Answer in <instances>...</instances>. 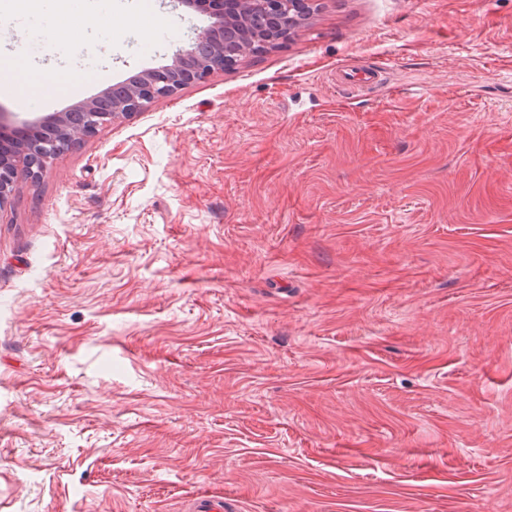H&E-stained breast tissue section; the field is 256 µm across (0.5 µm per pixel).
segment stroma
<instances>
[{
  "mask_svg": "<svg viewBox=\"0 0 512 512\" xmlns=\"http://www.w3.org/2000/svg\"><path fill=\"white\" fill-rule=\"evenodd\" d=\"M0 14L60 112L170 64L172 0ZM132 12L142 42L113 23ZM382 85L358 87L380 65ZM512 512V0H317L0 209V512ZM37 81L41 91L52 96L58 93L62 86V71L57 67H40L36 69Z\"/></svg>",
  "mask_w": 512,
  "mask_h": 512,
  "instance_id": "obj_1",
  "label": "stroma"
}]
</instances>
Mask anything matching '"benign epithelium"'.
<instances>
[{"label": "benign epithelium", "instance_id": "7a95c632", "mask_svg": "<svg viewBox=\"0 0 512 512\" xmlns=\"http://www.w3.org/2000/svg\"><path fill=\"white\" fill-rule=\"evenodd\" d=\"M213 16L211 25L176 51L172 62L143 71L120 88L61 111L23 119L11 128L0 115V209L19 181L38 180L50 160L80 146L100 128L143 110L155 100L209 80L216 72L277 45L292 33L311 0H179Z\"/></svg>", "mask_w": 512, "mask_h": 512}]
</instances>
